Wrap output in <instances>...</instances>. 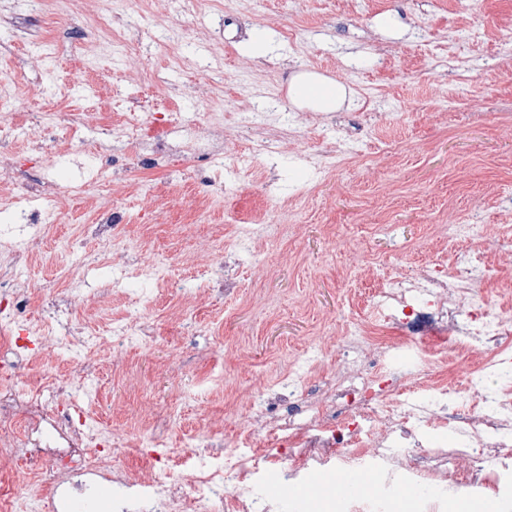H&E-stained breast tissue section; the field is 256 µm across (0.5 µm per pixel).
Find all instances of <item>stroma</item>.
Wrapping results in <instances>:
<instances>
[{"instance_id":"1","label":"stroma","mask_w":512,"mask_h":512,"mask_svg":"<svg viewBox=\"0 0 512 512\" xmlns=\"http://www.w3.org/2000/svg\"><path fill=\"white\" fill-rule=\"evenodd\" d=\"M141 17L140 57L87 63L66 39L63 15H32L54 43L50 85H30L17 112H77L100 88L112 108L128 100L162 107L209 132L206 103L224 114L223 153L162 157L150 171L133 166L135 135L116 143L101 134L67 146L54 162L33 159L24 135L10 138L25 171L19 188L53 182L58 214L40 226V255L24 276L34 288L29 313L41 329L47 301L79 272L86 287L113 284L95 316L76 315L90 331L142 316L151 346L116 337L86 387L90 415L102 428H158L168 447L207 424L233 448L244 413L263 383L299 371L310 392L324 388L349 331L391 340L374 298L403 251L413 264L448 253L443 225L468 220L484 237L460 251H488L512 274V0H197L187 24L174 0H128ZM395 17L402 37L377 33ZM189 30L175 54L165 30ZM314 71L354 92L334 119L300 115L288 97L294 73ZM284 133L275 155L257 146ZM129 165L104 197L71 198L68 186L88 175L92 154ZM342 162L332 177L321 166ZM237 164L231 182L218 170ZM159 186L147 201L141 183ZM122 209L117 234L156 258L159 274L114 284L112 256L83 232L96 207ZM285 206L299 224L275 250L243 253L236 286L184 304L180 282L219 273L208 253L223 254L240 224L260 222Z\"/></svg>"}]
</instances>
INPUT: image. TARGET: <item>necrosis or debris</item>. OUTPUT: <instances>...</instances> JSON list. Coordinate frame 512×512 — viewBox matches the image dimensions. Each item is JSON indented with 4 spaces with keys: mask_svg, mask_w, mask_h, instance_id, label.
Here are the masks:
<instances>
[{
    "mask_svg": "<svg viewBox=\"0 0 512 512\" xmlns=\"http://www.w3.org/2000/svg\"><path fill=\"white\" fill-rule=\"evenodd\" d=\"M40 12L66 10L69 31L87 53L131 57L128 34L140 19L123 0H113L107 15H100L91 0H33ZM102 104L77 113H58L72 138L88 128L101 129L108 139L128 134L125 115L103 121ZM215 145L196 128L181 130L165 139L142 143L140 165H153L161 154L213 155ZM22 175L16 158L0 149V203L8 204L19 218L37 213L32 193L15 194ZM482 225L460 222L448 227L452 264L435 262L414 267L409 273L389 275L376 290L387 306L386 318L398 333L396 342L382 345L362 342L344 371L326 390L310 394L300 378L282 376L251 410L240 431L237 452L223 453L224 433L208 425L190 438L189 473L174 480L171 471L180 459L167 455L165 468L139 474L119 471L109 462V452L128 448L161 447L147 432L134 434L102 431L86 424L80 415V389L98 371L97 353L109 342L105 336L86 335L72 312L88 308L111 296V288L88 292L65 288L52 301L50 335L39 340L42 362H50L59 346L79 352L65 375L53 376L38 389L11 380L0 384V473L8 475L14 463L33 480L17 495L0 498V512H69L62 504L66 492L82 493L88 477L109 480L134 494L146 512H263L254 494L263 475L289 473L305 482L313 464L354 462L376 471L380 491L370 500L344 496L343 512H382L385 499L400 495L405 486L424 480L455 478L474 496L512 498V445L490 439L493 431L512 428V386L496 390L483 408L451 402L440 381L428 383L423 395L406 394L401 375L378 382L366 373L368 365L386 359L396 350L418 352L434 343L435 363L448 351L485 348L482 369L496 371L512 362V348L503 339L512 334V321L493 308L482 291L486 282H498L500 272L487 259L458 254L460 243L481 237ZM39 252L38 239L13 249V276L0 274V317L14 324L24 314L33 294L21 270ZM287 412H280V405ZM406 448L420 451L418 461L403 456Z\"/></svg>",
    "mask_w": 512,
    "mask_h": 512,
    "instance_id": "4bbe7bcc",
    "label": "necrosis or debris"
}]
</instances>
